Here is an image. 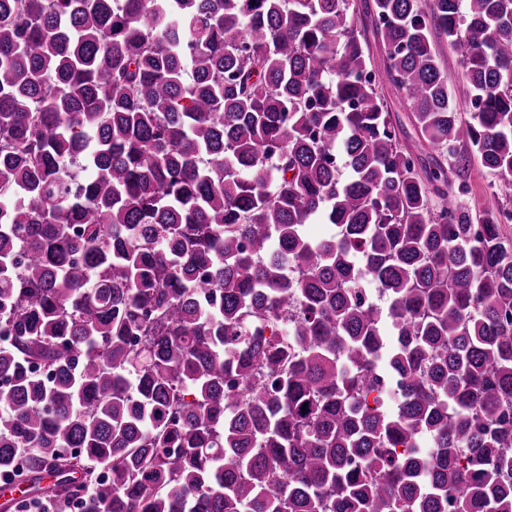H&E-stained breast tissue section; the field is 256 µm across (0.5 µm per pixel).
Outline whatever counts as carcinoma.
Masks as SVG:
<instances>
[{
	"label": "carcinoma",
	"instance_id": "1",
	"mask_svg": "<svg viewBox=\"0 0 512 512\" xmlns=\"http://www.w3.org/2000/svg\"><path fill=\"white\" fill-rule=\"evenodd\" d=\"M351 8L0 0V475L31 512H512V0L364 4L380 67ZM432 38L443 57L448 77V86L456 95L458 112H461L463 117L468 118L470 116V108L465 94L466 79L461 66L460 55L455 49L448 46V42L439 38L435 33L432 35ZM385 96L393 117L397 121H400L409 133L415 137V131L410 121L412 109L404 93L399 92L394 88H388L385 91ZM463 178L470 187L472 201L483 210L497 211L503 200L497 196L493 183L496 178L486 173L477 161L463 173Z\"/></svg>",
	"mask_w": 512,
	"mask_h": 512
}]
</instances>
